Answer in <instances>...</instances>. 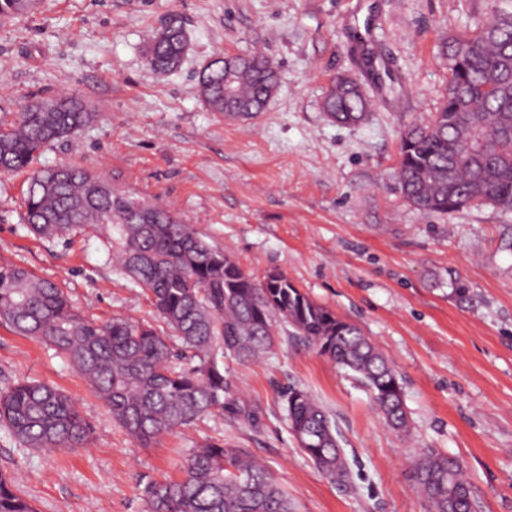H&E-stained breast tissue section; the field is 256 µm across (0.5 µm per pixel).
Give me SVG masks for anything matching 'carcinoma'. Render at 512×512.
<instances>
[{
  "instance_id": "carcinoma-1",
  "label": "carcinoma",
  "mask_w": 512,
  "mask_h": 512,
  "mask_svg": "<svg viewBox=\"0 0 512 512\" xmlns=\"http://www.w3.org/2000/svg\"><path fill=\"white\" fill-rule=\"evenodd\" d=\"M38 0H0V22L31 13ZM186 47L181 21L172 17L147 51L155 71L176 70ZM448 82L440 106L400 139L397 179L407 202L422 212H452L473 204L512 211V0L470 32L441 47ZM262 55L240 60L238 96L253 106L267 102L271 80ZM203 103L224 111V65L202 68ZM328 116L346 125L366 117L363 94L336 76L326 93ZM97 114L75 97L41 101L37 112L0 122V173L27 168L53 142L93 123ZM25 220L37 237L68 240L89 228L115 231L110 242L119 268L143 289L160 320L180 342L151 324L82 316L67 292L28 270L0 263V321L63 354L109 408L112 419L142 446L204 417L237 414L224 359L250 363L275 345L274 324L290 328L335 364L351 371L372 394L386 422L407 431L403 384L360 327L304 294L286 274L258 280L206 243L172 213L112 190L100 174L74 165L36 171L24 200ZM292 434L300 449L332 482H350L352 471L336 424L305 389L285 392ZM0 427L27 448L75 449L90 429L75 402L39 380L0 387ZM413 481L428 512H474L459 461L437 450L419 455ZM148 512H295L288 492L245 448L209 442L182 465V478L144 488ZM0 512H37L0 473Z\"/></svg>"
}]
</instances>
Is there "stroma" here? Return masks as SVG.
<instances>
[{"label":"stroma","mask_w":512,"mask_h":512,"mask_svg":"<svg viewBox=\"0 0 512 512\" xmlns=\"http://www.w3.org/2000/svg\"><path fill=\"white\" fill-rule=\"evenodd\" d=\"M499 0H40L0 23V118L68 94L98 118L59 140L38 167L75 164L117 192L168 208L249 274L278 270L358 325L401 377L408 432L389 428L370 392L303 339L277 334L258 363L225 361L233 413L143 447L130 439L69 361L0 324V383L63 390L92 427L86 447L34 450L0 428V471L37 512H147L152 481L180 478L202 444L247 448L296 512H428L410 479L414 456L456 457L476 512H512V212L472 206L422 213L394 172L401 131L425 122L448 80L442 38L473 29ZM188 48L180 67L152 70L146 48L170 17ZM262 53L277 90L247 121L209 111L198 88L216 55ZM355 77L365 121L330 120L332 78ZM25 172L0 175V261L68 293L82 315L161 327L141 288L112 261L104 236L37 239L23 220ZM335 420L352 484L332 483L288 427V386Z\"/></svg>","instance_id":"35a3bbf8"}]
</instances>
